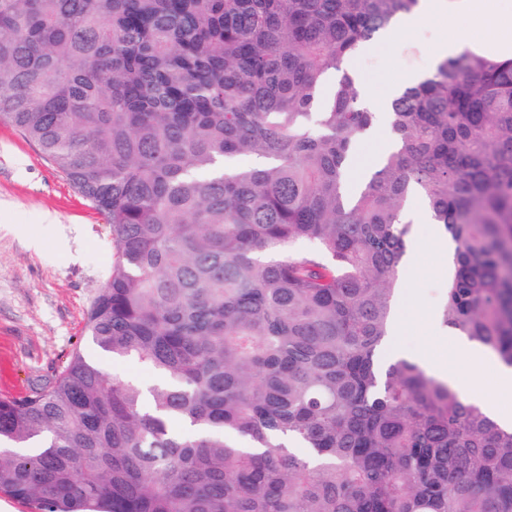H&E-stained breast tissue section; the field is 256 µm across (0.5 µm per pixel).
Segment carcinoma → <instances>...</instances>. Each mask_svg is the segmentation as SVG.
I'll use <instances>...</instances> for the list:
<instances>
[{"label":"carcinoma","mask_w":512,"mask_h":512,"mask_svg":"<svg viewBox=\"0 0 512 512\" xmlns=\"http://www.w3.org/2000/svg\"><path fill=\"white\" fill-rule=\"evenodd\" d=\"M422 0H0V122L106 218L75 349L0 398L31 512H512V427L383 354L420 198L455 248L438 321L512 368V57L406 82L394 142L328 75ZM389 140H391V135L386 120L384 125L378 126L376 131H370L360 140L359 156L364 161L376 160ZM102 365L113 377L138 382L144 386L151 385L157 378L156 373L146 364L130 358L121 361L102 360Z\"/></svg>","instance_id":"1"}]
</instances>
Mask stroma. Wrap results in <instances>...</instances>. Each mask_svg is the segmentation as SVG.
<instances>
[{
	"label": "stroma",
	"mask_w": 512,
	"mask_h": 512,
	"mask_svg": "<svg viewBox=\"0 0 512 512\" xmlns=\"http://www.w3.org/2000/svg\"><path fill=\"white\" fill-rule=\"evenodd\" d=\"M445 17L422 22L404 40L374 38L352 62L364 86L391 97L408 75L424 76L438 59L434 44L448 36L471 42L493 34ZM418 261L399 275L395 317L402 326L388 345L408 357L447 354L438 338L437 309L448 286V264L432 248L435 227H412ZM41 243L33 249L31 240ZM112 264L103 215L83 198L39 147L0 124V397H23L49 382L74 349L94 355L85 325L91 302Z\"/></svg>",
	"instance_id": "1"
}]
</instances>
